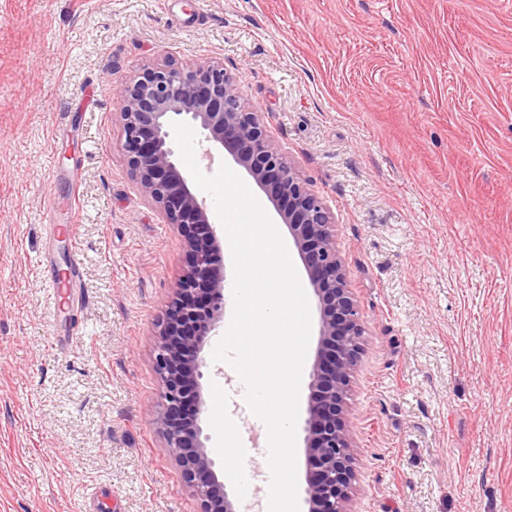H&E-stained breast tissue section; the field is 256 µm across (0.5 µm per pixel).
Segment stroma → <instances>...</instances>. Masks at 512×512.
Masks as SVG:
<instances>
[{"instance_id": "obj_1", "label": "stroma", "mask_w": 512, "mask_h": 512, "mask_svg": "<svg viewBox=\"0 0 512 512\" xmlns=\"http://www.w3.org/2000/svg\"><path fill=\"white\" fill-rule=\"evenodd\" d=\"M209 57L336 222L366 326L354 512H512V0H0V512L201 510L153 421L183 241L115 109L135 71ZM74 258L81 295L50 299ZM215 346L203 428L264 512L268 427Z\"/></svg>"}]
</instances>
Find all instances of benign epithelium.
<instances>
[{
	"instance_id": "obj_1",
	"label": "benign epithelium",
	"mask_w": 512,
	"mask_h": 512,
	"mask_svg": "<svg viewBox=\"0 0 512 512\" xmlns=\"http://www.w3.org/2000/svg\"><path fill=\"white\" fill-rule=\"evenodd\" d=\"M116 114L124 131L129 173L159 214L178 227L186 255L165 316L157 324L154 365L161 386L154 422L168 455L201 512H237L215 469L202 427L201 384L206 339L224 326L223 239L212 212L175 160L172 124L188 120L204 131L202 158L229 154L268 195L304 263L319 311L312 356L304 442L310 454L305 512H352L355 441L349 426L352 374L365 326L336 247V225L325 203L270 139L265 113L245 102L234 76L219 60L188 68L156 63L130 78Z\"/></svg>"
}]
</instances>
